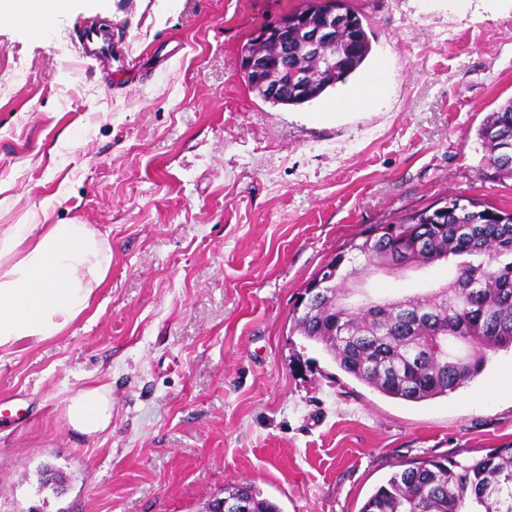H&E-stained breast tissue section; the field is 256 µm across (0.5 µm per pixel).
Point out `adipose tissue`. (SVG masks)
Returning a JSON list of instances; mask_svg holds the SVG:
<instances>
[{
  "label": "adipose tissue",
  "instance_id": "ef3b65f1",
  "mask_svg": "<svg viewBox=\"0 0 512 512\" xmlns=\"http://www.w3.org/2000/svg\"><path fill=\"white\" fill-rule=\"evenodd\" d=\"M66 0H0V18L27 22L39 32ZM112 265V251L85 224L0 225V353L20 341H44L89 309ZM72 430L91 436L112 425L108 386L89 385L63 400Z\"/></svg>",
  "mask_w": 512,
  "mask_h": 512
}]
</instances>
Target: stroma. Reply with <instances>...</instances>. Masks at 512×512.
Instances as JSON below:
<instances>
[{"label": "stroma", "instance_id": "stroma-1", "mask_svg": "<svg viewBox=\"0 0 512 512\" xmlns=\"http://www.w3.org/2000/svg\"><path fill=\"white\" fill-rule=\"evenodd\" d=\"M301 0H68L0 20V225L86 224L112 249L91 310L0 356V512H203L251 484L282 512H359L405 464L512 442V351L448 396H383L295 331L344 241L447 197L512 209L476 130L512 99V0H354L378 98L275 106L240 49ZM111 41V75L80 38ZM380 298L448 266L360 271ZM112 389L84 436L62 400ZM50 466L66 479L42 488ZM68 0H1L0 18L8 17L27 22L40 32L50 25Z\"/></svg>", "mask_w": 512, "mask_h": 512}]
</instances>
